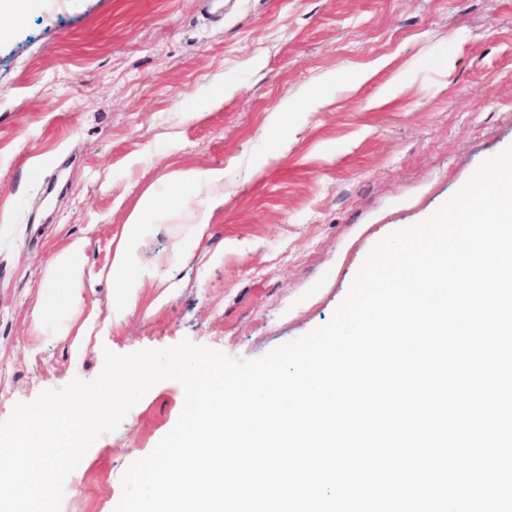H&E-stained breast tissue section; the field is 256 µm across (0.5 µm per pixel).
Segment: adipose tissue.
Listing matches in <instances>:
<instances>
[{
	"instance_id": "adipose-tissue-1",
	"label": "adipose tissue",
	"mask_w": 512,
	"mask_h": 512,
	"mask_svg": "<svg viewBox=\"0 0 512 512\" xmlns=\"http://www.w3.org/2000/svg\"><path fill=\"white\" fill-rule=\"evenodd\" d=\"M174 181L181 186H192L207 192L210 197L208 208L195 213V229L191 236L178 244L180 253L193 257L209 226L212 211L224 203V172L220 169H177L172 173ZM157 207L156 201L142 197L130 213L119 236L113 239L112 256L104 275L112 282L115 291L110 301V316L113 322H120L132 315L140 299L142 284L148 272L138 261V250L144 221ZM86 247L84 239H72L68 245L51 260L46 272L48 287L35 306L33 319L36 325H53L57 336L69 340L73 357L82 356L92 341L95 314L84 311L85 298L81 288L84 268L79 263Z\"/></svg>"
}]
</instances>
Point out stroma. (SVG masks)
<instances>
[{
	"mask_svg": "<svg viewBox=\"0 0 512 512\" xmlns=\"http://www.w3.org/2000/svg\"><path fill=\"white\" fill-rule=\"evenodd\" d=\"M38 0L0 21V383L14 403L182 339L253 359L326 324L371 248L512 145V0ZM224 171L196 256L170 180ZM137 311L101 277L143 196ZM95 349L72 359L32 309L74 238ZM168 300L156 304L160 291ZM154 386L67 476L61 512H115L122 476L175 426Z\"/></svg>",
	"mask_w": 512,
	"mask_h": 512,
	"instance_id": "obj_1",
	"label": "stroma"
}]
</instances>
